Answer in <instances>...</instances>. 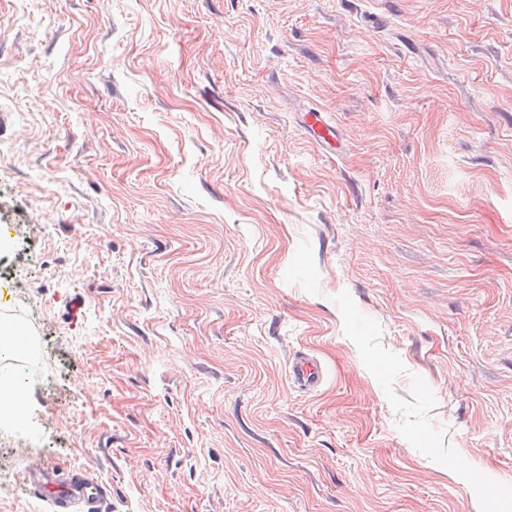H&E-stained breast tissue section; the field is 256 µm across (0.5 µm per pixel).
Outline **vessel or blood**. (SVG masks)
Wrapping results in <instances>:
<instances>
[{"mask_svg":"<svg viewBox=\"0 0 512 512\" xmlns=\"http://www.w3.org/2000/svg\"><path fill=\"white\" fill-rule=\"evenodd\" d=\"M300 123L322 146L332 149L337 144V129L323 112L310 109L302 112ZM290 377L302 390H311L321 381L317 364L306 357H294ZM28 481L34 495L47 502L52 512H78L87 508L93 512L102 494V488L80 470L61 475L58 468L49 465H36L27 470Z\"/></svg>","mask_w":512,"mask_h":512,"instance_id":"vessel-or-blood-1","label":"vessel or blood"}]
</instances>
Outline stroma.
Instances as JSON below:
<instances>
[{
  "label": "stroma",
  "mask_w": 512,
  "mask_h": 512,
  "mask_svg": "<svg viewBox=\"0 0 512 512\" xmlns=\"http://www.w3.org/2000/svg\"><path fill=\"white\" fill-rule=\"evenodd\" d=\"M0 318V512H512V0H0ZM300 114L301 126L322 146L334 149L337 144V129L324 115L326 112L309 109ZM290 377L299 389L312 390L319 385L321 372L317 364L302 353L294 357ZM25 402V392L23 387L10 378L0 379V407L8 409L13 408L17 411L22 410ZM27 476L33 494L47 502L52 512H78L81 506L90 512L102 494V487L82 470H72L61 477L58 468L36 465L28 468Z\"/></svg>",
  "instance_id": "obj_1"
}]
</instances>
